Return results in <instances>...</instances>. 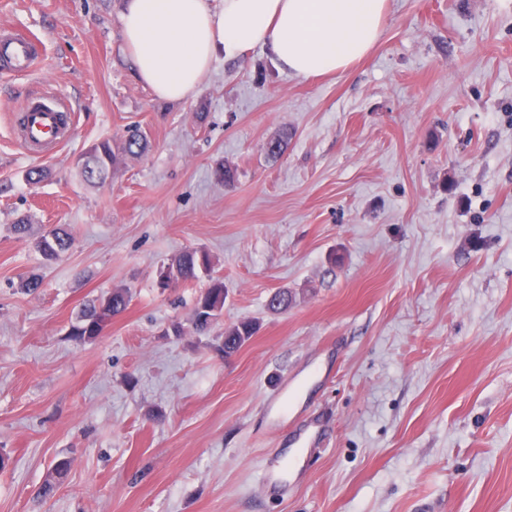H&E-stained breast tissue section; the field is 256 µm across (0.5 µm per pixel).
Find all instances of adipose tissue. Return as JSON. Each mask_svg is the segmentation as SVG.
Returning a JSON list of instances; mask_svg holds the SVG:
<instances>
[{"mask_svg": "<svg viewBox=\"0 0 512 512\" xmlns=\"http://www.w3.org/2000/svg\"><path fill=\"white\" fill-rule=\"evenodd\" d=\"M387 0H125L121 40L136 79L156 98L196 96L216 52L267 48L297 76L344 71L377 43Z\"/></svg>", "mask_w": 512, "mask_h": 512, "instance_id": "adipose-tissue-1", "label": "adipose tissue"}]
</instances>
